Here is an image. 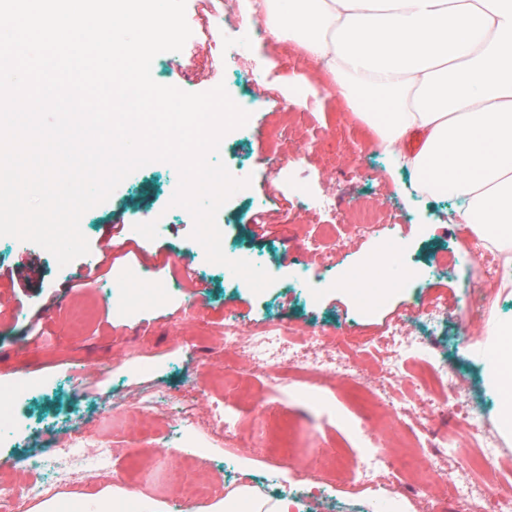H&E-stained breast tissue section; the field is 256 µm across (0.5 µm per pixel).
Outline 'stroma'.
I'll use <instances>...</instances> for the list:
<instances>
[{
	"label": "stroma",
	"mask_w": 512,
	"mask_h": 512,
	"mask_svg": "<svg viewBox=\"0 0 512 512\" xmlns=\"http://www.w3.org/2000/svg\"><path fill=\"white\" fill-rule=\"evenodd\" d=\"M219 16L224 39L217 43L211 32ZM186 20L191 37L180 52L157 55L152 77L189 93L222 85L232 100L247 102L249 121L226 137L219 159L250 185L223 205L216 222L225 255L265 268L274 282L258 294L242 280L226 284L228 268L209 262L191 239L192 216L171 206L179 176L165 162L136 170L83 215L91 252L119 215L124 227L114 242L130 251L102 259L86 285L78 283L85 257L62 267L33 243L0 237V292L11 300L0 308V481L28 483L18 466L26 447L46 452L60 439L58 422L95 414L118 466L91 477L89 491L63 487L53 500L84 503L123 492L127 512L143 501L168 512L159 501L174 496L183 479L221 486L262 477L256 450L267 414L293 425L299 461H334L342 512H409L414 491L406 483L381 476L362 489L346 480L348 463L370 444L368 433L349 426L372 413L357 388L327 377L294 394L271 389L247 354L225 353L222 336L231 319L246 328L275 321L322 332L326 349L340 337L354 349L392 321L435 304L447 313L437 332L443 359L468 379L466 399L495 415L481 355L487 325H476L470 343L457 340L459 311L480 282V263L464 248L471 231L450 221L460 201L418 194L409 172L391 170L385 154L367 153L374 130L298 46L254 37L264 20L244 23L240 9H224L221 0H186ZM175 60L204 71L205 81L184 80L171 66ZM359 205L381 210V234L353 232ZM326 224L335 225L341 249L323 258L299 253ZM389 236L416 261L419 276L381 305L362 308L336 280L345 267L376 255ZM188 267L193 276L185 275ZM146 381L161 400L179 402V410L147 418L133 404L113 405ZM217 403L230 406L238 421L236 464H226L221 445L163 461L178 414L203 419ZM144 458L155 461L153 470L135 467Z\"/></svg>",
	"instance_id": "obj_1"
}]
</instances>
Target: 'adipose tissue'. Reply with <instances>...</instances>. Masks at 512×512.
Wrapping results in <instances>:
<instances>
[{"instance_id":"obj_1","label":"adipose tissue","mask_w":512,"mask_h":512,"mask_svg":"<svg viewBox=\"0 0 512 512\" xmlns=\"http://www.w3.org/2000/svg\"><path fill=\"white\" fill-rule=\"evenodd\" d=\"M273 37L296 43L334 77L394 168L422 191L457 197L455 223L504 253L512 285V0H250ZM424 138L408 154L400 144ZM485 344L496 426L512 434V323ZM288 497L241 485L224 512H291Z\"/></svg>"}]
</instances>
